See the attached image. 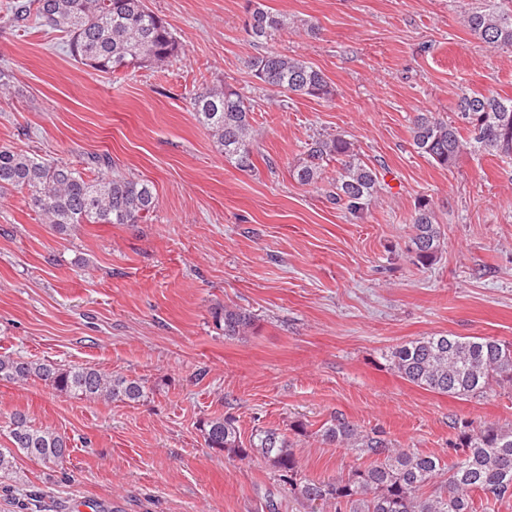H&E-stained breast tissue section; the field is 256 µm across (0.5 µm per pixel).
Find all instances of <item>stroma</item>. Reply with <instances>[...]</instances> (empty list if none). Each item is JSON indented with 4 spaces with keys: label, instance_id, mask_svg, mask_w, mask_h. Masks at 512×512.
<instances>
[{
    "label": "stroma",
    "instance_id": "stroma-1",
    "mask_svg": "<svg viewBox=\"0 0 512 512\" xmlns=\"http://www.w3.org/2000/svg\"><path fill=\"white\" fill-rule=\"evenodd\" d=\"M294 19L276 50L319 68L332 100L263 87L247 0H147L183 45L162 68L111 74L76 63L61 33L0 29V145L83 167L95 154L150 181L138 224L58 233L26 193L0 194V356L88 365L144 383L137 403L78 400L32 378L0 382V448L10 415L65 436L48 470L19 457L0 512H310L260 455L229 460L201 427L235 417L242 438L275 428L303 478L360 462L324 442L342 417L395 448L449 457L463 421L512 423V388L459 399L401 377L389 356L436 334L512 343V160L464 152L442 168L417 153V113L456 121L461 90L512 95V48L475 39L479 0H264ZM229 83L250 103L254 163L238 169L195 119L190 91ZM343 135L381 189L359 218L322 182L293 172L311 140ZM444 246L428 266L406 247L420 199ZM253 330L227 337L215 305ZM212 318L216 327L224 336H242L255 325V320L246 309L218 305L212 309Z\"/></svg>",
    "mask_w": 512,
    "mask_h": 512
}]
</instances>
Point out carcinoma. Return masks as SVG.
Returning <instances> with one entry per match:
<instances>
[{
  "instance_id": "1",
  "label": "carcinoma",
  "mask_w": 512,
  "mask_h": 512,
  "mask_svg": "<svg viewBox=\"0 0 512 512\" xmlns=\"http://www.w3.org/2000/svg\"><path fill=\"white\" fill-rule=\"evenodd\" d=\"M249 4L250 32L259 43L274 40L292 24L262 0H249ZM33 18L64 34L75 62L100 72L160 67L183 52L169 23L152 12L146 0H9L0 11V27L23 28ZM464 24L489 46L512 47V0H483V6L466 14ZM250 68L266 87L289 96L329 98L333 94L321 70L274 48L253 57ZM190 104L224 158L242 170L254 168L252 109L238 90L227 83L214 86L193 94ZM457 108L460 127L431 112L415 116L411 133L417 152L442 168L454 166L467 149L512 159V97L464 90ZM331 159L340 163V171L325 189L326 198L352 215H363L380 181L345 137L311 140L296 179L305 185L318 183L323 163ZM110 166L106 155L79 169L1 145L0 191L26 192L29 205L61 233L76 224L140 223L157 205L152 184L119 173H101ZM412 224L407 251L416 263L429 265L443 245L429 200H419ZM212 318L226 336H242L255 325L253 315L237 307L218 305L212 309ZM390 360L405 380L455 397H481L493 382L512 386V344L492 337L423 336L395 348ZM32 377L79 400L136 403L146 397L142 382L108 376L91 366L63 368L48 360L0 357L1 381L17 383ZM202 432L207 447L230 458L260 454L294 497L310 504L330 503L335 512H476V495L483 512H491L512 497L510 424H461L451 444L455 460L448 464L413 448H393L381 434L364 432L335 417L322 427V440L351 448L370 462L331 481L301 477L292 443L275 429L257 430L245 441L235 420L220 416L204 422ZM8 438L11 447L0 448V479L20 480L16 459L21 455L54 470L69 454L66 437L34 426L22 411L10 417ZM444 474L445 480L441 479Z\"/></svg>"
}]
</instances>
